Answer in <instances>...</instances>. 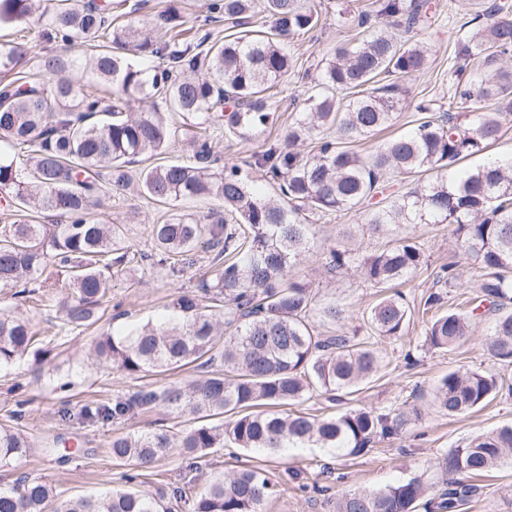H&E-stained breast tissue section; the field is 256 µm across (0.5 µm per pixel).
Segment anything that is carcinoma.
Masks as SVG:
<instances>
[{"instance_id": "carcinoma-1", "label": "carcinoma", "mask_w": 512, "mask_h": 512, "mask_svg": "<svg viewBox=\"0 0 512 512\" xmlns=\"http://www.w3.org/2000/svg\"><path fill=\"white\" fill-rule=\"evenodd\" d=\"M207 18H224L237 32L197 36L170 7L162 23L148 29L131 17L114 23L112 4L77 5L56 0H0V23L24 22L63 47L36 56L37 73L26 71L28 48L0 43V200L20 218L0 228V288L22 300L38 292L54 303L63 327L86 329L102 317L110 291V269L149 256L120 251L121 229L95 218L102 198L130 184L126 170L143 155L165 153L180 132L190 134L186 162L144 167L141 194L157 203L206 199L217 202L204 218L183 212L151 225L164 257H187L208 238L210 270L193 293L173 294V317L146 322L125 333L94 337L88 358L125 376L144 378L198 364L187 384L147 383L112 402L58 410L68 421L124 420L162 410L186 415L191 425L138 430L108 443L112 460L149 469L175 448L198 460L228 441L238 448L315 445L356 454L399 436L421 416L408 404L388 412L367 408L336 414L280 412L278 408L324 395L332 402L359 391L382 367L378 340L405 334L412 308L398 288L428 266L424 244L414 237L361 254L329 249L322 263L330 281L350 269L389 293L363 312L367 336L355 339L338 328L316 331L310 317L342 322L346 308L318 301L312 282L293 274L314 244L312 219L356 216L359 228L383 235L395 224H447L456 247L482 271L474 283L470 311L442 309L448 289L462 286L458 263L432 271L436 290L423 309H436L425 332L434 349L452 350L471 335L482 306L494 315L488 350L512 358V160L459 172L465 158L484 151L512 123V19L481 15L491 22L458 44L453 68L475 78L448 85V109L421 103L412 129L363 156L351 144L393 126L402 83L426 68L428 47L407 44L388 31L427 21V0H377L375 14L359 16L354 44L323 62L318 84L288 126L284 142H266L253 165L275 188L264 197L237 166L218 165L210 131L240 135L273 124L280 101L274 89L296 66L286 37L312 29L318 12L304 0H265L271 26L250 27L253 0H208ZM107 43H100V39ZM148 106L133 110V103ZM470 104L468 112L451 107ZM434 172L432 181L419 179ZM410 182L405 192L374 201L388 176ZM52 213L57 222L32 224L29 213ZM50 350L30 321L11 306L0 307V369L33 358L42 366ZM512 396V384L480 370L443 376L433 393L435 409L449 417ZM29 401L10 411L14 425L0 424V466L20 464L32 443L22 429ZM512 462V425H503L448 449L439 459L452 481L428 496L413 478L379 490L345 491L335 512H459L482 494L475 479ZM193 477L174 488L172 500L136 487L97 497L62 499L55 486L23 476L0 486V512H174L173 502H192V512H263L275 484L263 469H246L207 480Z\"/></svg>"}]
</instances>
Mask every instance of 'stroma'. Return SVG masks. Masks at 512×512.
<instances>
[{
	"mask_svg": "<svg viewBox=\"0 0 512 512\" xmlns=\"http://www.w3.org/2000/svg\"><path fill=\"white\" fill-rule=\"evenodd\" d=\"M369 2L310 0L319 13V25L309 31L295 32L288 39L298 64L281 83L283 103L275 125L247 141L227 135L224 130H215L213 140L226 164L247 168L252 153L259 150L264 140L283 141L289 123L304 110L307 99L320 92L314 82L320 61L328 57L336 46L351 42L352 31L342 15L343 9L357 13L367 9ZM493 2L431 0L438 19L430 28L412 32L397 30L396 35L401 40L427 44L430 64L411 82L408 93L403 94V121L395 125V132H404V123L412 119L419 100L447 105L448 86L454 80L448 59L457 40L464 37L459 22L464 14L475 12L477 5L488 6ZM205 3L206 0H124L122 9L134 11L141 22L148 24L154 21L160 10L173 5L191 25L206 27L216 35L223 34L224 23H206ZM212 206L209 200L173 201L158 205L131 191L104 200L94 213L101 222L120 226L128 249L149 254L153 251L150 224L179 210L202 215ZM405 236L424 243L431 268L460 259L446 225L401 224L393 227L389 234L393 240ZM337 245L369 252L378 248L380 242L361 232L353 238H344L339 232L338 219L332 215L323 217L316 227L315 246L303 257L297 271L301 277L312 281L320 297H333L346 304L345 330L353 334L362 331V313L377 298L378 291L367 285L362 275L354 270L339 283L325 281L321 274L323 253ZM209 258L206 246L201 245L196 250L195 265L177 276L171 274L168 265L158 263L127 266L113 273L112 291L104 305V317L81 333L60 332L55 307L39 301L21 307V314L29 317L33 327L47 336L50 357L40 370L29 361L0 370V422H7L17 398L31 399L32 414L23 427L33 444L32 453L25 462L15 467H0V484L12 483L23 473L44 477L55 483L58 493L64 498L91 496L121 488L125 485V468L112 461L108 448L112 436L161 424L178 429L185 427L184 419L163 412L138 414L103 426L78 421L62 423L58 421L56 411L65 400L75 405L108 403L114 394L137 387V380L88 361L87 348L91 338L107 330L118 334L131 325L165 318L171 294L179 288L196 290L208 270ZM428 319V314L415 312L405 336L380 342L384 360L380 373L349 399L354 408L388 411L411 399L414 391H421L418 405L422 418L401 436L376 443L358 455L340 457L334 451L313 446L285 448L273 455L262 449L242 450L228 443L210 450L206 471L217 474L252 467L267 469L278 486L264 512H333V498L314 495L308 489L313 481L322 480V471L327 466L334 468L338 477L336 488L340 491L378 490L413 477L434 485L439 477L438 461L449 448L464 444L479 432L512 423V397L496 398L470 414L455 418L442 416L432 405L437 382L448 372L460 368H478L512 381V359L501 360L488 352L486 333L490 318L478 320L470 338L451 351L424 347ZM409 351L419 360L412 369L407 368L404 362V355ZM59 373L69 376L73 383L70 391H51L49 380ZM75 447L81 448L80 456L67 462L60 461L58 449ZM292 468L298 470V477L289 476L288 471ZM190 477L187 460L175 451L146 471L142 487L152 493H167L172 486ZM483 485L482 499L471 503L466 512H512L511 466L492 472L484 479Z\"/></svg>",
	"mask_w": 512,
	"mask_h": 512,
	"instance_id": "stroma-1",
	"label": "stroma"
}]
</instances>
